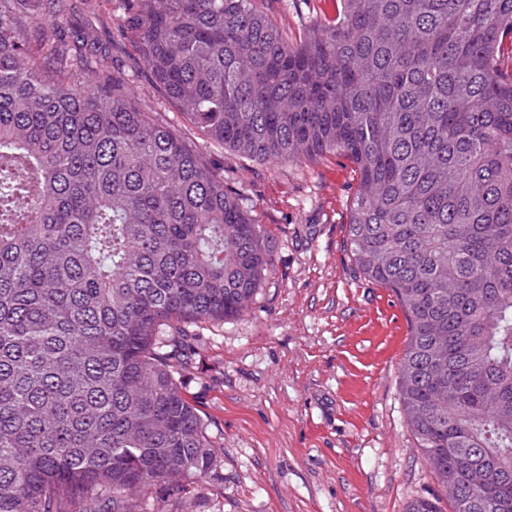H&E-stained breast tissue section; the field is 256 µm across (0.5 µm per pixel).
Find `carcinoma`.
I'll list each match as a JSON object with an SVG mask.
<instances>
[{"mask_svg":"<svg viewBox=\"0 0 512 512\" xmlns=\"http://www.w3.org/2000/svg\"><path fill=\"white\" fill-rule=\"evenodd\" d=\"M113 66L71 0H0V512H135L217 466L179 378L190 327L272 261L224 175L129 73L251 160L348 159L365 280L409 329L425 463L512 512V0H336L296 43L255 0H117Z\"/></svg>","mask_w":512,"mask_h":512,"instance_id":"carcinoma-1","label":"carcinoma"}]
</instances>
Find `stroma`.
Returning <instances> with one entry per match:
<instances>
[{"instance_id": "1", "label": "stroma", "mask_w": 512, "mask_h": 512, "mask_svg": "<svg viewBox=\"0 0 512 512\" xmlns=\"http://www.w3.org/2000/svg\"><path fill=\"white\" fill-rule=\"evenodd\" d=\"M299 39L332 0H274ZM143 105L193 143L236 188L273 245L262 286L238 318L193 326L184 392L215 446L195 512H405L444 491L398 394L408 324L347 246L358 179L349 160L260 163L202 143L144 75Z\"/></svg>"}]
</instances>
